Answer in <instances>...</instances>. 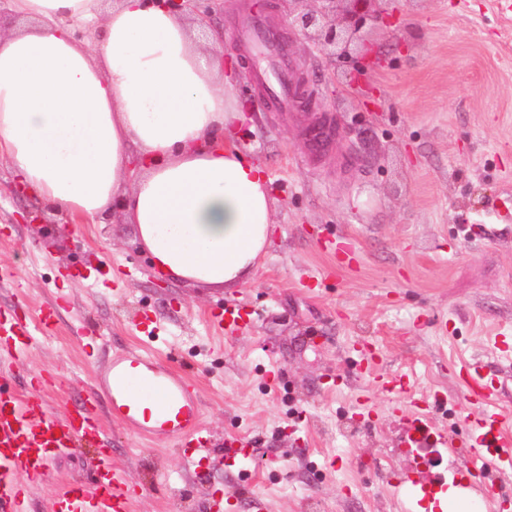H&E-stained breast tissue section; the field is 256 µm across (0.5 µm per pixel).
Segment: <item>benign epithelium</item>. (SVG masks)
<instances>
[{"label":"benign epithelium","instance_id":"benign-epithelium-1","mask_svg":"<svg viewBox=\"0 0 512 512\" xmlns=\"http://www.w3.org/2000/svg\"><path fill=\"white\" fill-rule=\"evenodd\" d=\"M187 13H208L207 0H167ZM316 7L289 17L303 39L328 58L358 55L369 59L370 33L384 26L393 14L392 0H313Z\"/></svg>","mask_w":512,"mask_h":512}]
</instances>
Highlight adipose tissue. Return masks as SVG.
<instances>
[{
    "instance_id": "ef3b65f1",
    "label": "adipose tissue",
    "mask_w": 512,
    "mask_h": 512,
    "mask_svg": "<svg viewBox=\"0 0 512 512\" xmlns=\"http://www.w3.org/2000/svg\"><path fill=\"white\" fill-rule=\"evenodd\" d=\"M0 36V162L26 189L91 221L121 200L159 273L247 285L274 200L223 135L245 118L198 23L165 0H9ZM78 23L100 25L95 44Z\"/></svg>"
}]
</instances>
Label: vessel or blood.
<instances>
[{
	"instance_id": "obj_1",
	"label": "vessel or blood",
	"mask_w": 512,
	"mask_h": 512,
	"mask_svg": "<svg viewBox=\"0 0 512 512\" xmlns=\"http://www.w3.org/2000/svg\"><path fill=\"white\" fill-rule=\"evenodd\" d=\"M254 77L258 96L277 112L297 109V80L288 65L282 34L261 11L246 14L236 32ZM54 310L0 313V386L11 378L12 366L28 353L38 335L50 333ZM370 382L399 398H411L416 387L405 372L377 374L367 370ZM458 377L465 399L473 407L472 441L468 451L479 474L512 470V425L498 409L500 392L480 365L462 364ZM45 381L35 380L20 395L0 390V512H30L32 490L48 475L47 466L74 441L98 448L97 477L93 483L74 482L60 487L50 512H131L133 494L124 475L111 464L110 439L98 418L100 400H108L114 419L134 435L165 438L182 447L196 465L209 462L213 449L203 436L202 410L191 380L172 371L140 348L113 355L96 370L91 390L73 411L56 412L44 397ZM403 448L448 447L447 434L433 429L426 414L402 416ZM448 493L444 476L420 484L409 500L416 512H443Z\"/></svg>"
}]
</instances>
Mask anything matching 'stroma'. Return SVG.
<instances>
[{
    "instance_id": "stroma-1",
    "label": "stroma",
    "mask_w": 512,
    "mask_h": 512,
    "mask_svg": "<svg viewBox=\"0 0 512 512\" xmlns=\"http://www.w3.org/2000/svg\"><path fill=\"white\" fill-rule=\"evenodd\" d=\"M456 0H399L398 18L372 35L375 66L359 85L356 64L325 58L296 32L288 54L315 106L278 116L251 87L234 29L237 0L199 15L234 67L235 99L251 110L239 148L262 165L275 200L274 231L250 284L201 288L159 278L135 240L121 202L93 224H71L33 196H17L0 164V309L31 311L64 299L56 331L38 337L10 382L54 373L45 392L58 412L84 397L95 367L126 348H149L198 388L205 434L217 451L197 469L173 442L131 435L108 409L112 466L138 495L133 512H210L216 491L264 495L266 512H401L408 476L396 452L397 398L368 383L365 359L383 371L413 370L422 405L455 449L431 448L428 475L469 470L471 441L457 377L478 362L505 380L501 410L512 416V364L490 336H512V20L486 0L470 13ZM338 130L317 162L304 133L323 118ZM44 209L41 224L23 222ZM350 237L356 270L331 273L328 252ZM122 287H106L116 269ZM319 272L320 286L302 275ZM240 308L247 330L225 338L215 320ZM158 322L149 343L138 325ZM97 340L87 357L84 337ZM243 438L248 471L219 456ZM95 447L77 444L48 465L35 512H48L57 485L92 482Z\"/></svg>"
}]
</instances>
